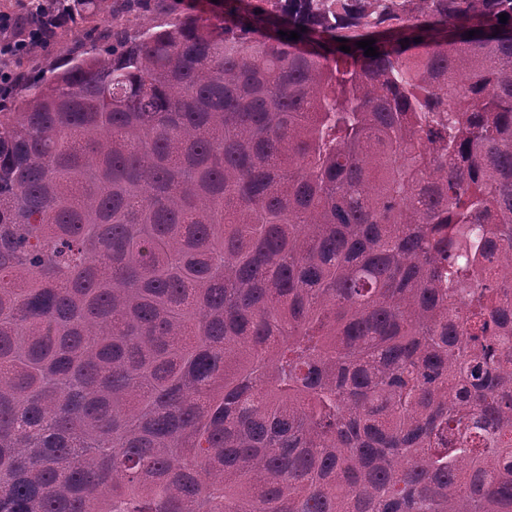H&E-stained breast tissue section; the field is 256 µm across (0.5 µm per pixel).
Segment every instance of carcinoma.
I'll return each instance as SVG.
<instances>
[{
    "label": "carcinoma",
    "mask_w": 512,
    "mask_h": 512,
    "mask_svg": "<svg viewBox=\"0 0 512 512\" xmlns=\"http://www.w3.org/2000/svg\"><path fill=\"white\" fill-rule=\"evenodd\" d=\"M103 39L0 110V512H512V0Z\"/></svg>",
    "instance_id": "obj_1"
}]
</instances>
